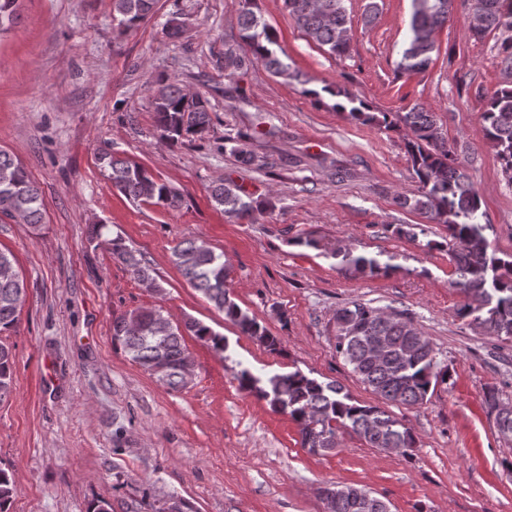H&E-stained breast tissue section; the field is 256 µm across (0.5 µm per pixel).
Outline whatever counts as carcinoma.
<instances>
[{
	"label": "carcinoma",
	"instance_id": "carcinoma-1",
	"mask_svg": "<svg viewBox=\"0 0 512 512\" xmlns=\"http://www.w3.org/2000/svg\"><path fill=\"white\" fill-rule=\"evenodd\" d=\"M156 0H112V12L121 26L132 29L154 12ZM289 15L316 45L334 56L350 52V27L344 0H284ZM410 34L405 41L397 71L412 75L426 70L438 51L434 34L450 21L454 0H412ZM470 8L480 13L481 25L472 31L476 40L499 35L500 64L512 73V0H471ZM241 39L252 59L272 73L286 77L288 64L279 57L277 37L264 19L253 10L252 0H243L239 14ZM324 92L340 98L336 111L364 124L407 131L406 150L417 179L412 195H399L396 202L416 211L428 221L448 230V255L453 263L450 287L465 297L457 311L481 333L512 341V256L499 255L485 236L482 200L459 161L457 145L448 143L439 132L434 113L415 104L404 112L366 111L363 100L339 90L324 87ZM155 129L161 141L176 145L185 140L204 139L210 132L208 100L199 93L174 84H160L154 92ZM486 139L496 150L502 175L512 185V84L496 89L479 113ZM230 153L240 162L261 172H269L276 162L267 154L251 149L243 136L226 137ZM99 162L108 171L112 186L134 201H148L176 210L183 204L180 190L155 179L142 166L104 151ZM211 198L224 212L249 219L261 202L242 186L221 182L211 189ZM19 214L22 222L37 228L44 221L41 193L22 165L0 150V217ZM104 224L93 225L91 240L104 243L112 259L125 265L139 281H148L156 293L162 286L143 258L137 256L117 234L103 237ZM172 261L187 281L241 333L257 339L269 351L278 352L281 340L230 298L227 288L229 269L224 255L215 253L204 242L191 239L172 248ZM334 256L346 266L365 275L385 273L390 265L376 256L338 250ZM26 293L21 276L0 277V334L14 328L19 309L15 302ZM336 353L351 372L385 404L421 406L431 389L448 380V368L439 365L430 337L403 311L384 314L379 307L351 301L336 310ZM208 343L217 353L226 351L224 337L194 319L184 326L173 324L161 309L150 308L112 318V340L121 345L130 359L157 382L179 390L188 386L183 367L192 359L184 343V333ZM15 359L0 343V402L13 388ZM241 389L266 400L275 410L286 413L297 425L302 446L322 455L338 446L339 435L353 433L369 447L410 450L416 441L401 419L380 405L362 403L351 397L337 382H324L296 368L288 373L261 377L248 368L234 373ZM500 398L491 390L486 403L494 414L499 436L512 442V412L496 413ZM327 492L328 512H390L381 498L356 486L333 484ZM15 492L12 473L0 467V512Z\"/></svg>",
	"mask_w": 512,
	"mask_h": 512
}]
</instances>
